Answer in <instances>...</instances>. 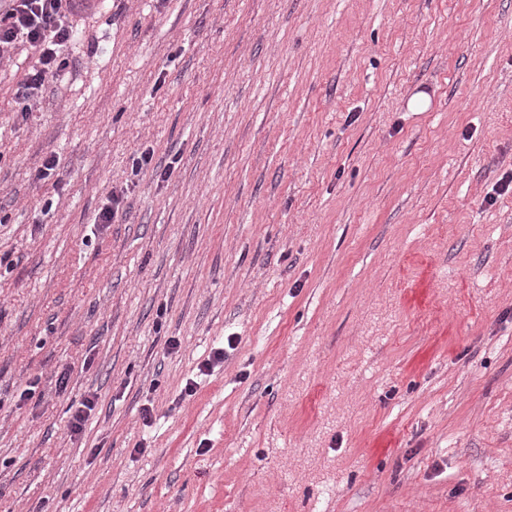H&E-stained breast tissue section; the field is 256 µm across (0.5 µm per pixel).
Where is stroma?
<instances>
[{
  "label": "stroma",
  "mask_w": 512,
  "mask_h": 512,
  "mask_svg": "<svg viewBox=\"0 0 512 512\" xmlns=\"http://www.w3.org/2000/svg\"><path fill=\"white\" fill-rule=\"evenodd\" d=\"M69 22L0 58V512H512V0Z\"/></svg>",
  "instance_id": "35a3bbf8"
}]
</instances>
